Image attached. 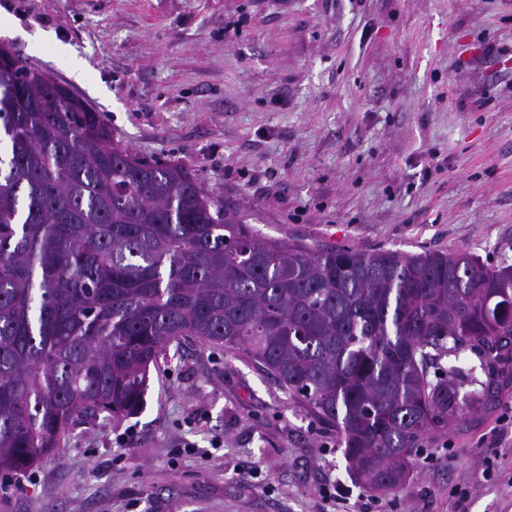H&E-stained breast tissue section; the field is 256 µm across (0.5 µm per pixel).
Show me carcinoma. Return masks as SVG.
<instances>
[{
	"instance_id": "obj_1",
	"label": "carcinoma",
	"mask_w": 512,
	"mask_h": 512,
	"mask_svg": "<svg viewBox=\"0 0 512 512\" xmlns=\"http://www.w3.org/2000/svg\"><path fill=\"white\" fill-rule=\"evenodd\" d=\"M0 135L1 474L31 470L78 420L137 413L150 366L187 338L302 396L374 495L410 478L429 434L494 404L512 265L264 236L4 47Z\"/></svg>"
}]
</instances>
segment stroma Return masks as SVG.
Segmentation results:
<instances>
[{"label": "stroma", "instance_id": "35a3bbf8", "mask_svg": "<svg viewBox=\"0 0 512 512\" xmlns=\"http://www.w3.org/2000/svg\"><path fill=\"white\" fill-rule=\"evenodd\" d=\"M28 66L137 156L186 162L261 234L512 264V0H0ZM47 41H39L42 33ZM495 405L429 435L384 512H512ZM334 426L242 354L186 340L142 409L77 421L0 512H354Z\"/></svg>", "mask_w": 512, "mask_h": 512}]
</instances>
